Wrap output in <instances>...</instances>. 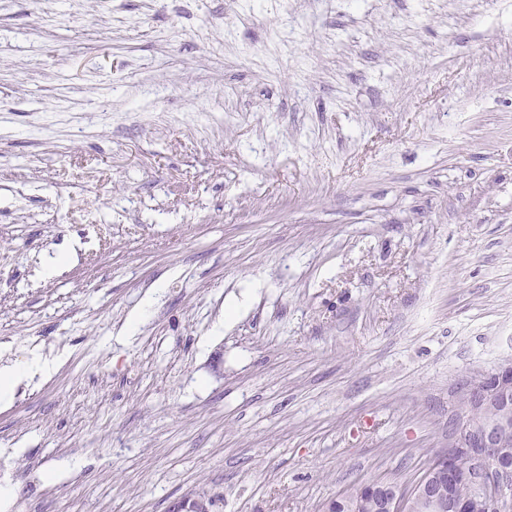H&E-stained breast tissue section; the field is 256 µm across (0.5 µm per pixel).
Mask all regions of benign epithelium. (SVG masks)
I'll return each instance as SVG.
<instances>
[{
  "label": "benign epithelium",
  "instance_id": "obj_1",
  "mask_svg": "<svg viewBox=\"0 0 512 512\" xmlns=\"http://www.w3.org/2000/svg\"><path fill=\"white\" fill-rule=\"evenodd\" d=\"M461 390L484 421L472 426L461 418L448 449L412 489L390 481L360 485L331 500L327 512H414L418 500L429 512H512V358L473 373ZM458 455L469 457L472 468H457ZM457 481L473 485L472 502L447 498L446 485Z\"/></svg>",
  "mask_w": 512,
  "mask_h": 512
}]
</instances>
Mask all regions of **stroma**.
<instances>
[{
  "label": "stroma",
  "mask_w": 512,
  "mask_h": 512,
  "mask_svg": "<svg viewBox=\"0 0 512 512\" xmlns=\"http://www.w3.org/2000/svg\"><path fill=\"white\" fill-rule=\"evenodd\" d=\"M0 512L410 488L512 357V0H0ZM54 369V364L34 358L24 365L4 366L0 368V397L13 395L15 387L24 378L37 374L47 376Z\"/></svg>",
  "instance_id": "35a3bbf8"
}]
</instances>
